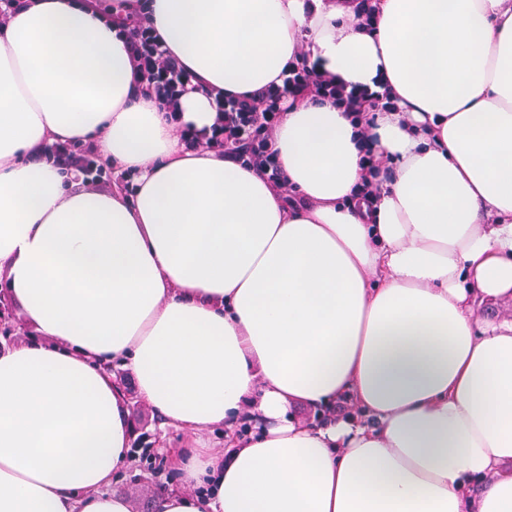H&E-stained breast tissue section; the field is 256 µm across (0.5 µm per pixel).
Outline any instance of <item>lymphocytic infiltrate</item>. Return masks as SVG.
Returning a JSON list of instances; mask_svg holds the SVG:
<instances>
[{"mask_svg":"<svg viewBox=\"0 0 512 512\" xmlns=\"http://www.w3.org/2000/svg\"><path fill=\"white\" fill-rule=\"evenodd\" d=\"M122 27L138 81L145 84L147 93L168 103L186 92L192 84V74L175 55L163 49L148 18L137 14L125 16ZM281 78V84L243 95L215 93L217 119L210 135L201 137L186 129L181 138L190 148L214 151L256 170L283 191L286 202L293 204L297 198L289 190L270 148L279 121L278 108L290 101L330 98L343 105L348 114L360 116L388 109L391 100L386 93L324 77L302 57L288 63Z\"/></svg>","mask_w":512,"mask_h":512,"instance_id":"obj_1","label":"lymphocytic infiltrate"}]
</instances>
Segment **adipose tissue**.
<instances>
[{"instance_id":"ef3b65f1","label":"adipose tissue","mask_w":512,"mask_h":512,"mask_svg":"<svg viewBox=\"0 0 512 512\" xmlns=\"http://www.w3.org/2000/svg\"><path fill=\"white\" fill-rule=\"evenodd\" d=\"M147 0L202 83L143 95L126 0H22L0 24V272L34 335L0 347V512H131L134 378L167 425L155 512H512V0ZM393 107L281 114L272 144L306 204L186 148L210 89L277 80L296 55ZM371 138L388 172L355 203ZM133 174L88 187L53 152ZM304 405L323 426L292 413Z\"/></svg>"}]
</instances>
